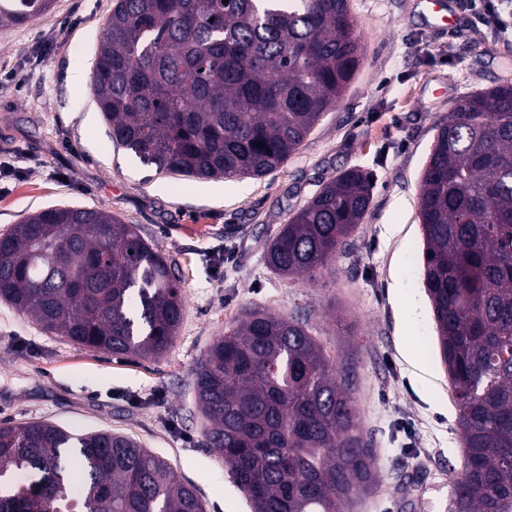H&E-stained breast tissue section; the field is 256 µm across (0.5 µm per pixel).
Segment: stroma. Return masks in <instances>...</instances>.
<instances>
[{
	"mask_svg": "<svg viewBox=\"0 0 512 512\" xmlns=\"http://www.w3.org/2000/svg\"><path fill=\"white\" fill-rule=\"evenodd\" d=\"M114 2L55 0L0 28V235L59 204L110 211L174 263L183 320L160 358H116L0 300V421L126 434L193 484L206 512H252L205 444L194 378L241 310L263 308L306 318L328 354L356 362L377 478L345 512H449L464 457L423 286L419 174L458 96L512 83V40L460 21L459 0L432 19L420 0H349L365 58L303 145L261 178L195 179L115 150L95 107L86 75ZM350 166L373 189L346 249L312 281L271 271L281 225Z\"/></svg>",
	"mask_w": 512,
	"mask_h": 512,
	"instance_id": "stroma-1",
	"label": "stroma"
}]
</instances>
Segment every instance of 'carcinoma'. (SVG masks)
<instances>
[{"mask_svg": "<svg viewBox=\"0 0 512 512\" xmlns=\"http://www.w3.org/2000/svg\"><path fill=\"white\" fill-rule=\"evenodd\" d=\"M54 0H0V27ZM364 59L348 0H115L91 73L112 140L159 173L259 178L279 169ZM423 284L458 410L452 512H512V84L466 93L419 175ZM372 199L342 169L265 254L313 280ZM0 299L45 331L113 356H161L183 319L172 262L136 225L56 205L0 237ZM336 360L300 318L245 309L196 371L206 446L254 512H343L375 479ZM0 512H205L135 439L45 421L0 423Z\"/></svg>", "mask_w": 512, "mask_h": 512, "instance_id": "obj_1", "label": "carcinoma"}]
</instances>
